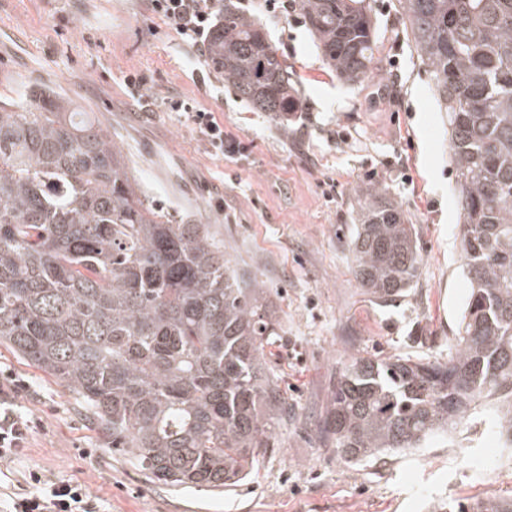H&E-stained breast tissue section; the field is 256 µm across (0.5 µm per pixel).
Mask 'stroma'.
I'll list each match as a JSON object with an SVG mask.
<instances>
[{"instance_id":"obj_1","label":"stroma","mask_w":512,"mask_h":512,"mask_svg":"<svg viewBox=\"0 0 512 512\" xmlns=\"http://www.w3.org/2000/svg\"><path fill=\"white\" fill-rule=\"evenodd\" d=\"M288 61L306 108L287 125L235 95L203 54L151 13L149 0H0V100L52 87L96 113L151 200L187 224H215L247 281L271 293L284 333L266 348L288 403L279 447L240 487L217 495L149 480L94 430L78 397L0 344V381H27L17 410L42 426L0 471V512L30 471L77 481L102 512H428L451 499L512 496V453L484 425L453 444L362 464L324 445L320 424L341 363L357 357L446 360L469 286L453 191L448 116L408 36L397 0H366L374 61L341 82L299 11L246 0ZM202 82H195V75ZM142 85H126V76ZM196 101L248 150L209 154L169 98ZM410 216L420 265L392 305L352 270L349 243L366 189Z\"/></svg>"}]
</instances>
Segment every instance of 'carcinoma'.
<instances>
[{
	"label": "carcinoma",
	"instance_id": "1",
	"mask_svg": "<svg viewBox=\"0 0 512 512\" xmlns=\"http://www.w3.org/2000/svg\"><path fill=\"white\" fill-rule=\"evenodd\" d=\"M339 80L366 77L376 31L365 0H299ZM448 112L462 250L472 288L448 360L343 364L321 439L347 464L409 453L494 406L512 448V0H398ZM208 63L282 124L304 103L255 18L224 0ZM353 273L388 302L416 279L415 225L369 190ZM210 224L157 210L93 112L52 88L0 101V344L82 398L112 450L154 482L215 492L278 447L287 402L265 352L282 327L270 292L230 270ZM442 512H512V497Z\"/></svg>",
	"mask_w": 512,
	"mask_h": 512
}]
</instances>
